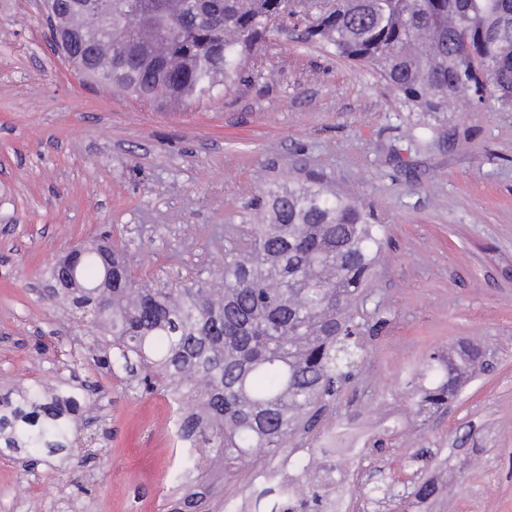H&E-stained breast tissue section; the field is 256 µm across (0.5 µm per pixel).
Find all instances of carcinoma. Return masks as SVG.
I'll return each instance as SVG.
<instances>
[{
    "instance_id": "carcinoma-1",
    "label": "carcinoma",
    "mask_w": 512,
    "mask_h": 512,
    "mask_svg": "<svg viewBox=\"0 0 512 512\" xmlns=\"http://www.w3.org/2000/svg\"><path fill=\"white\" fill-rule=\"evenodd\" d=\"M93 9L71 12L66 27L93 29ZM295 39L364 64L412 111L450 112L458 103L512 112V0H112V38L98 44L88 78L110 82L137 103L187 106L230 90L249 72L263 76L256 52L273 37ZM386 240L371 207L322 180L269 188L254 224L225 241L214 276L152 288L112 257H80L78 276H103L112 295L53 288L78 328L94 338L72 365L98 362L117 375L142 368L148 390L175 405L176 444L193 445L174 476L168 512H213L226 477L241 475L255 448L288 460V441L313 432L317 418L356 375L366 336L357 321ZM482 352L472 344L433 351L405 379L418 414H436L461 393ZM87 408L76 386L35 382L0 394V447L31 461L70 450ZM324 448L294 461L304 478ZM438 487L413 480L406 505ZM288 495L267 484L254 512H280ZM312 486L304 512H323Z\"/></svg>"
}]
</instances>
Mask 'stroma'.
<instances>
[{
  "label": "stroma",
  "instance_id": "obj_1",
  "mask_svg": "<svg viewBox=\"0 0 512 512\" xmlns=\"http://www.w3.org/2000/svg\"><path fill=\"white\" fill-rule=\"evenodd\" d=\"M261 61L263 78L158 111L87 83L31 0H0V388L77 375L108 431L71 478L0 448V512H166L177 469L162 392L72 370L89 336L42 297L57 257L104 235L166 288L213 270L268 187L312 174L371 206L388 237L369 288L387 322L320 427H366L337 505L399 512L371 499L372 465L444 485L426 512H512V112L428 117L368 68L294 41ZM423 122L434 142L418 153ZM469 342L488 367L445 414H415L400 378Z\"/></svg>",
  "mask_w": 512,
  "mask_h": 512
}]
</instances>
